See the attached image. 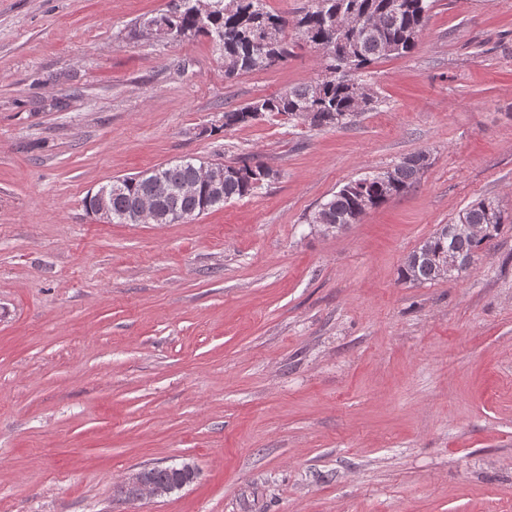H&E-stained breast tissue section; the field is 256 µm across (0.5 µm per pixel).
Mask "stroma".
Wrapping results in <instances>:
<instances>
[{
  "mask_svg": "<svg viewBox=\"0 0 512 512\" xmlns=\"http://www.w3.org/2000/svg\"><path fill=\"white\" fill-rule=\"evenodd\" d=\"M172 0H0V512H512V231L470 272L402 282L473 201L512 211V0H434L361 78L343 127L225 111L326 77L290 54L224 79L209 38L142 26ZM423 152L340 232L309 216ZM275 176L178 224L85 199L190 156ZM194 483L125 505L128 473Z\"/></svg>",
  "mask_w": 512,
  "mask_h": 512,
  "instance_id": "obj_1",
  "label": "stroma"
}]
</instances>
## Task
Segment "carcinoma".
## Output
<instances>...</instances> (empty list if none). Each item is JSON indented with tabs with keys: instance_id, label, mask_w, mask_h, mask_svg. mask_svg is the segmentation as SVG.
Wrapping results in <instances>:
<instances>
[{
	"instance_id": "1",
	"label": "carcinoma",
	"mask_w": 512,
	"mask_h": 512,
	"mask_svg": "<svg viewBox=\"0 0 512 512\" xmlns=\"http://www.w3.org/2000/svg\"><path fill=\"white\" fill-rule=\"evenodd\" d=\"M199 0H179L177 10L151 17L143 26L160 33H170L191 40L197 36L209 38L224 62V77L236 78L244 73L267 69L270 59L288 57L285 40L286 18L266 9L264 0H204L209 9L201 14ZM429 0H311L296 28L301 37L324 49L327 68L334 76L292 87L271 97L259 98L243 107L224 112V127L263 119L266 115H282L290 119H308L313 128L337 127L348 124L362 111L360 105L373 101L370 89L359 85L352 89L353 75L345 71L363 70L374 62L409 54L428 18ZM424 153L412 154L394 166L391 185L379 190H355L360 180L345 184L322 202V211L330 224H355L365 210L375 208L390 197L403 193L416 181L425 168L420 163ZM224 200L210 196L198 186L188 194H177V210L183 219L198 216L222 202L240 199L262 186L260 175L270 178L271 168L254 157L247 156L237 165L224 167ZM193 159L160 166L142 177L124 178L119 192L112 193V221L129 223L141 200L151 191L152 182L161 180L178 190L193 180ZM458 220L467 224L495 225V235L512 230V215L492 199L473 202ZM485 242L458 230L452 224H442L415 249L417 255L405 260L400 278L409 283L423 284L443 278L438 261L455 258L470 271Z\"/></svg>"
}]
</instances>
